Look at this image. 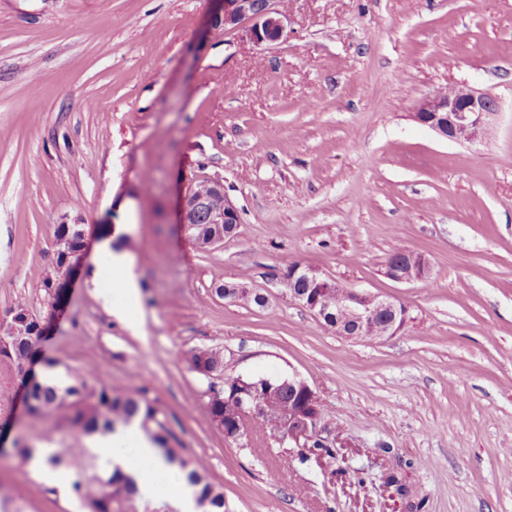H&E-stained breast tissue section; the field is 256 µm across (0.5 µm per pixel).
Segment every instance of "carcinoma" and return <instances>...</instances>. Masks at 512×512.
I'll list each match as a JSON object with an SVG mask.
<instances>
[{
  "mask_svg": "<svg viewBox=\"0 0 512 512\" xmlns=\"http://www.w3.org/2000/svg\"><path fill=\"white\" fill-rule=\"evenodd\" d=\"M214 231L213 225L205 223L203 215H194L191 235L205 241ZM14 309L23 317L19 328L38 331L36 336H27L0 349V368L17 372L24 364L34 365L36 344L43 337L45 325L33 317L24 304L18 303ZM183 361L192 371L202 362L220 368L224 365L222 353L213 348L192 349L184 354ZM24 383L28 388V413L32 416L53 413L58 425L71 430L85 434H106L115 431L120 424L126 426L135 418H140L141 427L166 459L178 464L187 482L198 488V504L206 512H224L222 488L210 481L203 460L184 457L183 441L169 427L166 412L149 398L148 388L121 391L107 384L91 387L80 376L73 384L59 388L41 383L30 370L27 371ZM274 383L279 388L264 398L258 417L245 426V430L259 443L265 442L272 431L278 428L282 411L290 398L287 386L280 384L278 379ZM72 489L85 500L88 512H162L160 508H152L140 502L133 477L118 469L110 475L97 470L90 474L78 472L72 480Z\"/></svg>",
  "mask_w": 512,
  "mask_h": 512,
  "instance_id": "carcinoma-1",
  "label": "carcinoma"
}]
</instances>
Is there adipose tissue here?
<instances>
[{
	"mask_svg": "<svg viewBox=\"0 0 512 512\" xmlns=\"http://www.w3.org/2000/svg\"><path fill=\"white\" fill-rule=\"evenodd\" d=\"M88 445L97 450L100 465L107 472L118 469L131 473L136 458L148 463V470L136 478L139 499L159 506L167 503L178 512H201L195 488L185 482L175 464L165 459L139 423H131L113 434L92 435Z\"/></svg>",
	"mask_w": 512,
	"mask_h": 512,
	"instance_id": "ef3b65f1",
	"label": "adipose tissue"
}]
</instances>
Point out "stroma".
Returning <instances> with one entry per match:
<instances>
[{
    "label": "stroma",
    "instance_id": "35a3bbf8",
    "mask_svg": "<svg viewBox=\"0 0 512 512\" xmlns=\"http://www.w3.org/2000/svg\"><path fill=\"white\" fill-rule=\"evenodd\" d=\"M223 7L0 0V315L49 319L39 353L58 382L148 387L224 512H512V0H281L288 36L259 47L212 27ZM460 84L499 105L484 142L411 118ZM201 179L241 211L205 251L177 222ZM61 224L89 245L55 310L41 280ZM105 224L125 227L136 263L137 333L115 313ZM400 247L428 257L427 278L383 276ZM291 261L392 297L405 327L336 336L289 298ZM226 283L266 308L219 296ZM198 347L223 370H189ZM295 374L340 448L299 462L225 441L209 388ZM18 438L70 476L98 462L87 434L29 416L1 370L0 512H86L33 476ZM183 361L190 370L196 371L200 363L204 362L213 367L218 366L217 371L221 370L224 365V358L219 350L213 348H195L186 352Z\"/></svg>",
    "mask_w": 512,
    "mask_h": 512
}]
</instances>
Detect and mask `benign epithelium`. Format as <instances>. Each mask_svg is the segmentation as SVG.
<instances>
[{
	"label": "benign epithelium",
	"instance_id": "7a95c632",
	"mask_svg": "<svg viewBox=\"0 0 512 512\" xmlns=\"http://www.w3.org/2000/svg\"><path fill=\"white\" fill-rule=\"evenodd\" d=\"M279 0H224V11L216 16L215 26L242 41L262 45L282 39L286 28L285 14L278 8ZM498 106L495 99L469 86H457L447 92L424 97L415 107L412 118L438 135L456 143H475L491 131ZM196 213L206 215L208 224H239L238 208L224 191V184L208 180L204 189L197 183L188 185L180 201L179 223L185 235ZM61 247V263L50 275V285L56 279L66 280L79 266L85 247L77 251ZM430 271L428 258L412 250L404 252L400 262L385 263L383 274L389 280L408 284L425 279ZM289 297L321 320L336 335L350 340L383 338L397 335L407 323V308L394 300L367 290L348 288L327 279L317 271L301 266L288 270L283 277ZM15 313L0 318V345L8 346L17 329L8 322ZM288 386L300 394L298 402H288L283 415L284 426L271 437L285 448H307L316 439L319 446L328 447L321 437V401L316 392L299 376L288 378ZM261 393L246 386L237 394V404L247 417H255L261 409Z\"/></svg>",
	"mask_w": 512,
	"mask_h": 512
}]
</instances>
